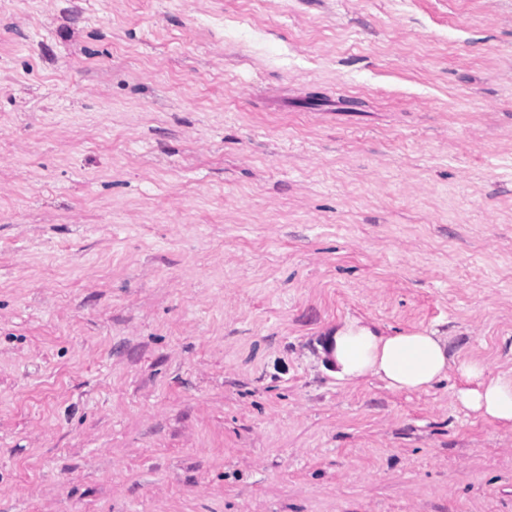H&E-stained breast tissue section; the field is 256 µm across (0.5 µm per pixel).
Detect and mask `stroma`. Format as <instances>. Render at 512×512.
Returning <instances> with one entry per match:
<instances>
[{
	"label": "stroma",
	"instance_id": "stroma-1",
	"mask_svg": "<svg viewBox=\"0 0 512 512\" xmlns=\"http://www.w3.org/2000/svg\"><path fill=\"white\" fill-rule=\"evenodd\" d=\"M352 319L512 371V0H0V512H512Z\"/></svg>",
	"mask_w": 512,
	"mask_h": 512
}]
</instances>
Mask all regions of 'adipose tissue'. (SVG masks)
I'll return each mask as SVG.
<instances>
[{
	"label": "adipose tissue",
	"mask_w": 512,
	"mask_h": 512,
	"mask_svg": "<svg viewBox=\"0 0 512 512\" xmlns=\"http://www.w3.org/2000/svg\"><path fill=\"white\" fill-rule=\"evenodd\" d=\"M327 371L349 385L374 379L394 392H425L456 372L463 380L453 394L468 414L512 428V372L492 374L477 360H457L448 340L432 330L394 335L362 320L337 327L321 348Z\"/></svg>",
	"instance_id": "ef3b65f1"
}]
</instances>
